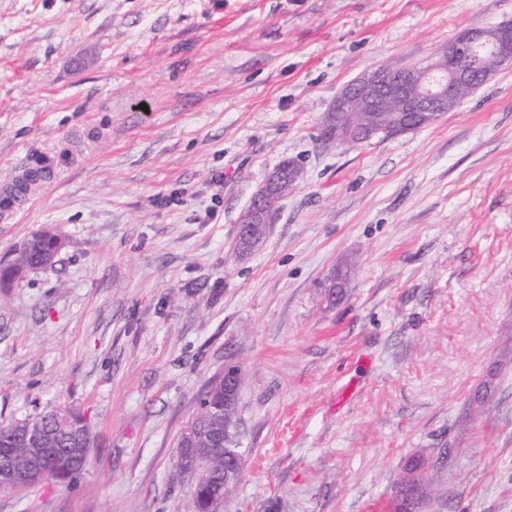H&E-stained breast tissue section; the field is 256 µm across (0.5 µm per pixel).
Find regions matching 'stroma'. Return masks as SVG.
Listing matches in <instances>:
<instances>
[{"label": "stroma", "instance_id": "1", "mask_svg": "<svg viewBox=\"0 0 512 512\" xmlns=\"http://www.w3.org/2000/svg\"><path fill=\"white\" fill-rule=\"evenodd\" d=\"M509 21L512 0H0V200L31 156L51 169L0 208V267L62 241L0 283V424L59 411L91 436L74 482L0 512H194L178 440L231 365L224 512H364L421 452V512H512V62L432 126L321 137L365 70ZM285 160L298 188L234 256ZM301 176L300 170L288 167H275L267 176L261 188L254 194L252 201L242 211L238 224L241 228H249L254 224H268V218L279 206L277 190L285 180L297 182ZM41 247L29 249L27 243L16 254L12 263L3 268L0 279H11L23 272L32 271L35 266L47 264L61 248V242L58 237L45 233Z\"/></svg>", "mask_w": 512, "mask_h": 512}]
</instances>
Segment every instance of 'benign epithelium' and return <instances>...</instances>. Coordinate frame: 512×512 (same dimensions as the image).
I'll list each match as a JSON object with an SVG mask.
<instances>
[{"label":"benign epithelium","mask_w":512,"mask_h":512,"mask_svg":"<svg viewBox=\"0 0 512 512\" xmlns=\"http://www.w3.org/2000/svg\"><path fill=\"white\" fill-rule=\"evenodd\" d=\"M512 61V23L494 28H469L461 32L448 48V53L419 72L398 73L393 69H373L346 84L331 102L326 116L333 127L336 143L360 145L375 139L409 133L435 124L458 91L481 86L500 66ZM396 106L398 116L384 115L386 106ZM350 112L366 113L365 121L355 123L347 118ZM300 170L275 167L267 176L252 201L242 211L238 224L249 228L268 223L269 216L279 206L277 190L285 180L298 181ZM238 371L224 372V436H230L232 419L229 410L237 401ZM189 448L179 449L183 454L184 471L196 477L195 488L202 490L216 481L211 470L209 449L198 446V439L187 436ZM24 441L28 454L0 462V490H7L23 476L31 482L44 478V434L38 430L26 433ZM224 458V489H229L241 477L237 454L228 449Z\"/></svg>","instance_id":"benign-epithelium-1"}]
</instances>
